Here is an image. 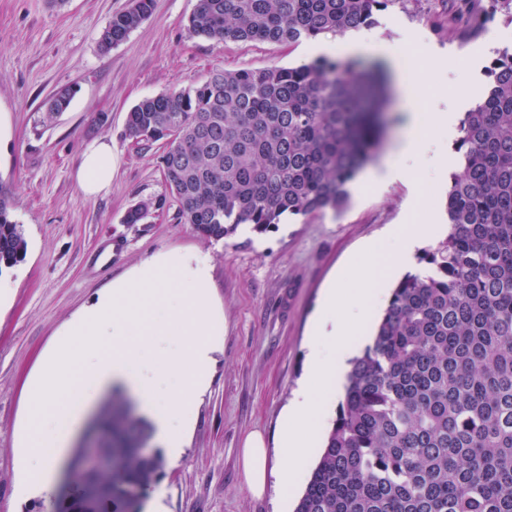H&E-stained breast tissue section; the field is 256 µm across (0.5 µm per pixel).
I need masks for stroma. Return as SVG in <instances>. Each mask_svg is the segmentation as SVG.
I'll use <instances>...</instances> for the list:
<instances>
[{"instance_id":"stroma-1","label":"stroma","mask_w":512,"mask_h":512,"mask_svg":"<svg viewBox=\"0 0 512 512\" xmlns=\"http://www.w3.org/2000/svg\"><path fill=\"white\" fill-rule=\"evenodd\" d=\"M130 0H0V189L27 240L24 260L6 275L10 298L0 306V512H81L76 448L98 431L106 403L131 405L141 445L160 447L133 391L105 393L78 427L75 449L48 493L16 494L19 453L27 416V387L47 372L46 356L64 326L136 264L164 252L209 254L212 295L224 314V340L214 355L211 385L194 410L179 460L141 496L163 494L165 512H294L276 484L251 496L241 463L245 436L262 431L272 467H279L281 420L307 367L312 324L324 288L356 259L366 243L390 247L389 231L415 223L419 211L447 224L446 198L431 187L432 171L388 181L353 194L343 208L287 218L272 231L237 229L221 240L181 223L163 175L161 144L138 145L125 134L130 108L141 99L203 80L210 70L295 67L318 58V41L291 45L217 44L190 36L187 19L197 0H153L149 17L109 52L99 41L111 16ZM488 0H395L377 12L370 30L399 55L424 47L450 51L454 66L422 112L435 101L466 95L478 102L492 61L484 45L512 46V20L501 12L472 28ZM75 91L69 107L45 121L43 103L58 89ZM104 139L118 161L108 193L85 195L76 172L86 147ZM148 204L147 217L125 223L128 210ZM182 337L158 336L137 367L158 404L181 378L170 363Z\"/></svg>"}]
</instances>
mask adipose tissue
Segmentation results:
<instances>
[{
    "instance_id": "1",
    "label": "adipose tissue",
    "mask_w": 512,
    "mask_h": 512,
    "mask_svg": "<svg viewBox=\"0 0 512 512\" xmlns=\"http://www.w3.org/2000/svg\"><path fill=\"white\" fill-rule=\"evenodd\" d=\"M328 52L343 56H361L380 59L393 66L403 67V83L407 91V117L400 141L393 157L382 167L367 171L362 184L378 185L394 177H404L416 170L419 158L436 144L440 135L452 134L455 115L434 112L423 116L417 101L428 97L441 79L447 59L431 65L419 66L401 61L389 44L363 34L356 38H342L328 44ZM116 161L112 146L98 141L83 153L76 178L81 189L95 196L108 191ZM434 229L431 216H423L421 223L400 230L395 241L393 257L380 264L374 245H367L359 261L344 268L337 283L326 288L315 321L308 354L307 379L295 391L284 416V429L279 441L282 465L275 474L267 472V451L260 432H251L242 448V468L251 495L261 496L268 478L288 492L300 487L303 473L301 462L308 459L317 437L315 428L325 420L330 405L327 393L342 389L345 362L350 355L349 338L371 317L369 305L379 295V285L392 272L413 262L419 242ZM211 264L206 255L196 253H166L144 260L128 271L126 276L113 281L97 300L75 317L62 332L49 363H63L65 375L51 379L45 376L33 380L30 388V420L42 421L48 413H55L51 421L48 443L33 447L41 465L24 470L17 486L19 497L26 498L48 492L54 480V471L68 443L74 425L87 407L86 398L73 402L70 409L56 413L57 401L67 399L73 384L85 380L88 386L103 389L112 385L136 388L143 398H150L147 386L137 385L134 368L137 351L127 342L132 331L150 336L155 324L147 315L151 308L165 298H175L178 304L177 329L187 342L176 364L184 385L174 396L171 408L191 413L199 398L210 386L213 356L219 350L224 336V318L215 308L210 288ZM111 327V347L98 348V362L94 368L83 369L78 363L79 353L72 349V337H82L89 346L96 345L101 323Z\"/></svg>"
}]
</instances>
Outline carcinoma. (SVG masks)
<instances>
[{
  "instance_id": "1",
  "label": "carcinoma",
  "mask_w": 512,
  "mask_h": 512,
  "mask_svg": "<svg viewBox=\"0 0 512 512\" xmlns=\"http://www.w3.org/2000/svg\"><path fill=\"white\" fill-rule=\"evenodd\" d=\"M394 0H198L194 37L292 44L375 25ZM131 0L100 40L109 51L146 19ZM460 124V170L448 184V234L424 250L426 274L393 289L372 343L351 361L343 399L295 512H512V49ZM366 77L320 58L296 67L215 69L202 82L146 97L127 136L170 143L161 157L178 215L221 240L286 217L338 210L380 144L381 113ZM62 88L46 119L69 106ZM27 241L0 195V271ZM112 499L159 476L112 411Z\"/></svg>"
}]
</instances>
